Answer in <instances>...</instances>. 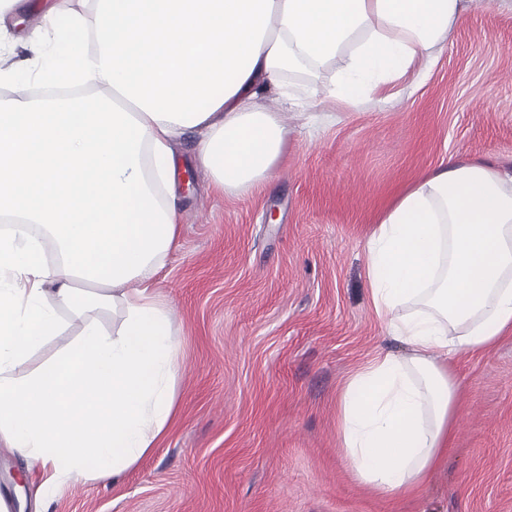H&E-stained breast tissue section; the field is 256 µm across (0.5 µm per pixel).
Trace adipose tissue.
Returning <instances> with one entry per match:
<instances>
[{
	"mask_svg": "<svg viewBox=\"0 0 512 512\" xmlns=\"http://www.w3.org/2000/svg\"><path fill=\"white\" fill-rule=\"evenodd\" d=\"M465 10L466 0H50L33 61L0 64V88L32 74L97 89L0 102V206L41 228L0 233V440L40 469L44 494L119 480L175 417L177 345L145 277L180 233L174 143L194 133L195 161L220 190H254L284 146L258 101L285 72L345 58L330 97L358 107L443 46ZM367 281L388 336L411 351L378 353L347 379L337 427L357 481L409 494L448 453L452 359L512 335V173L451 163L418 181L372 229ZM64 309L76 338L27 370L66 330Z\"/></svg>",
	"mask_w": 512,
	"mask_h": 512,
	"instance_id": "1",
	"label": "adipose tissue"
}]
</instances>
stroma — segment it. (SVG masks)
I'll return each mask as SVG.
<instances>
[{
  "label": "stroma",
  "instance_id": "stroma-1",
  "mask_svg": "<svg viewBox=\"0 0 512 512\" xmlns=\"http://www.w3.org/2000/svg\"><path fill=\"white\" fill-rule=\"evenodd\" d=\"M43 0H15L0 55L27 57ZM334 68L285 75L264 99L285 128L272 181L218 192L181 168L177 246L151 280L172 314L181 371L164 439L115 483L52 499L0 447L11 512H512V339L457 355L447 457L416 495L356 482L336 427L347 378L384 349L365 276L384 210L447 161L512 167V9L472 0L447 48L359 108L327 102Z\"/></svg>",
  "mask_w": 512,
  "mask_h": 512
}]
</instances>
